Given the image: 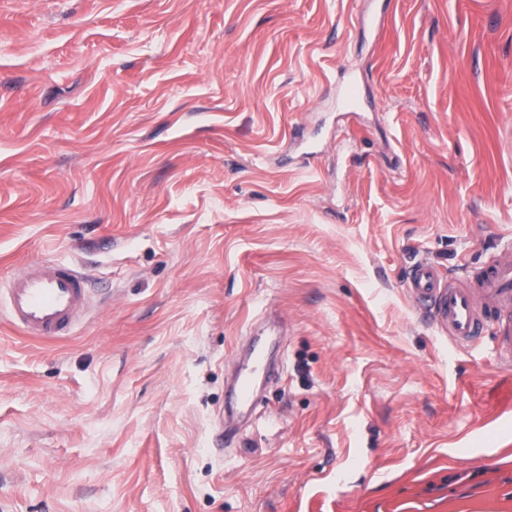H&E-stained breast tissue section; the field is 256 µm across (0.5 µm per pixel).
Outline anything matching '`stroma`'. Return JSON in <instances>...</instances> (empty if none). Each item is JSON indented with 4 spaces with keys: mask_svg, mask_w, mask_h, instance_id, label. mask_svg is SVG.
I'll return each mask as SVG.
<instances>
[{
    "mask_svg": "<svg viewBox=\"0 0 512 512\" xmlns=\"http://www.w3.org/2000/svg\"><path fill=\"white\" fill-rule=\"evenodd\" d=\"M507 242L512 0H0V279L95 300L0 313V512H512V362L405 291ZM3 291V292H2ZM93 305L88 278L71 264L44 261L11 275L0 306L24 335L40 340L70 336Z\"/></svg>",
    "mask_w": 512,
    "mask_h": 512,
    "instance_id": "1",
    "label": "stroma"
}]
</instances>
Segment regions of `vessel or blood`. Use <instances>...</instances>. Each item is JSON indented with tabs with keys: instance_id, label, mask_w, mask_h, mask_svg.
I'll list each match as a JSON object with an SVG mask.
<instances>
[{
	"instance_id": "1",
	"label": "vessel or blood",
	"mask_w": 512,
	"mask_h": 512,
	"mask_svg": "<svg viewBox=\"0 0 512 512\" xmlns=\"http://www.w3.org/2000/svg\"><path fill=\"white\" fill-rule=\"evenodd\" d=\"M406 288L455 346H471L489 331L499 357L512 361V257L497 256L478 273L465 268L449 278L434 263L420 260L411 266ZM92 305L87 276L62 262L27 266L0 291L10 323L40 340L69 336Z\"/></svg>"
}]
</instances>
